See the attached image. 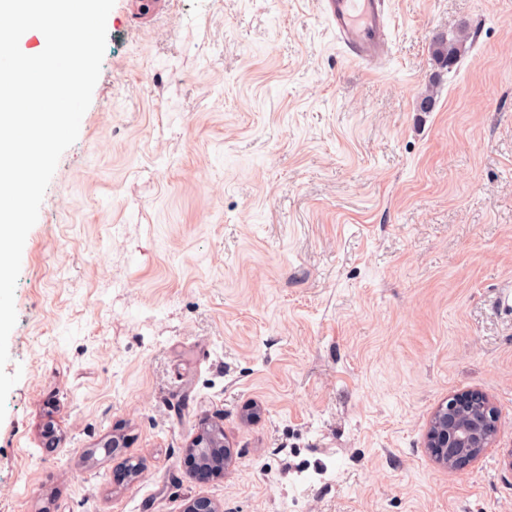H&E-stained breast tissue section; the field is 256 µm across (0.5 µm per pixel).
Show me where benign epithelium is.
<instances>
[{
    "instance_id": "1",
    "label": "benign epithelium",
    "mask_w": 512,
    "mask_h": 512,
    "mask_svg": "<svg viewBox=\"0 0 512 512\" xmlns=\"http://www.w3.org/2000/svg\"><path fill=\"white\" fill-rule=\"evenodd\" d=\"M498 423V409L487 396L477 391L457 393L433 412L426 447L438 465L463 470L492 447L498 435ZM223 447V439L202 430L192 439L189 450L209 458L214 449ZM186 512H221V509L210 498L200 496L189 502Z\"/></svg>"
}]
</instances>
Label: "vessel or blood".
<instances>
[{
	"label": "vessel or blood",
	"mask_w": 512,
	"mask_h": 512,
	"mask_svg": "<svg viewBox=\"0 0 512 512\" xmlns=\"http://www.w3.org/2000/svg\"><path fill=\"white\" fill-rule=\"evenodd\" d=\"M337 40L354 62L372 65L388 50L386 0H324Z\"/></svg>",
	"instance_id": "obj_1"
}]
</instances>
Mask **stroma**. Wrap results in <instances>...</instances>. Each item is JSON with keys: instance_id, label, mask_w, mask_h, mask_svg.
<instances>
[{"instance_id": "35a3bbf8", "label": "stroma", "mask_w": 512, "mask_h": 512, "mask_svg": "<svg viewBox=\"0 0 512 512\" xmlns=\"http://www.w3.org/2000/svg\"><path fill=\"white\" fill-rule=\"evenodd\" d=\"M388 23L370 69L321 0H115L22 253L0 512H512V0ZM469 390L500 433L445 469L428 421ZM221 434L222 438H218L215 433L209 432L208 430H202L192 439L191 444L189 445V450H191L195 455L197 452H200V454L205 456L207 459L211 457L214 448L224 447V466H226V463L231 457V453H228V446L226 443L224 444L222 430Z\"/></svg>"}]
</instances>
